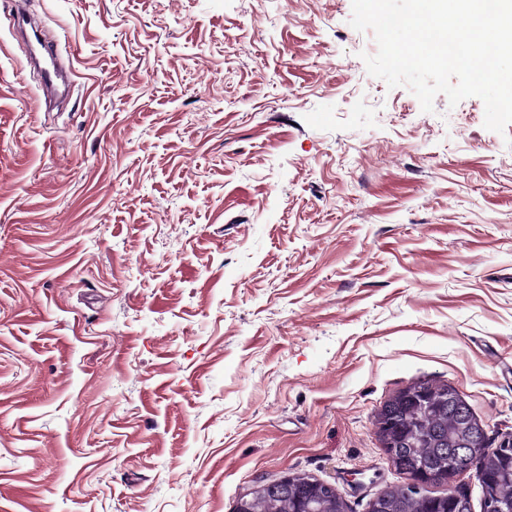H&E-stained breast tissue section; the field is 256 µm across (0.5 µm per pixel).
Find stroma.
<instances>
[{
  "instance_id": "stroma-1",
  "label": "stroma",
  "mask_w": 512,
  "mask_h": 512,
  "mask_svg": "<svg viewBox=\"0 0 512 512\" xmlns=\"http://www.w3.org/2000/svg\"><path fill=\"white\" fill-rule=\"evenodd\" d=\"M0 0V512H368L413 383L512 436V125L371 76L352 0ZM39 53L49 59L50 66L44 69V78L41 91L45 98L58 91L57 80L60 79L62 69L60 52L57 43L44 40L38 41ZM282 478L273 483L255 485L251 491L237 499L234 512H242L240 506L244 501L251 502L252 512H345L344 502L336 496L312 493V498L300 494L301 488L308 486V481L324 483L307 475H293L285 490L261 489L265 485L277 486Z\"/></svg>"
}]
</instances>
